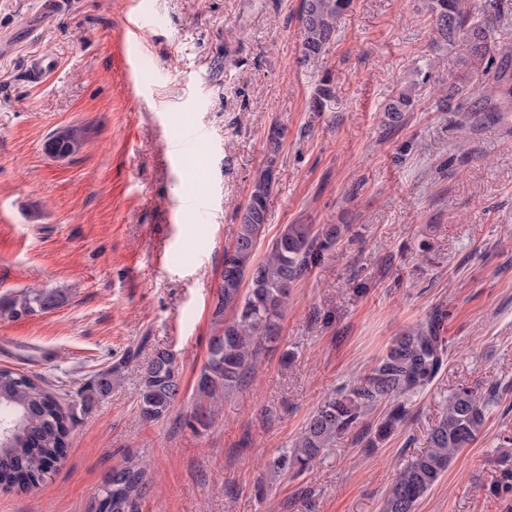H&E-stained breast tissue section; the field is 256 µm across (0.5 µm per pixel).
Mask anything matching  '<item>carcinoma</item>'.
<instances>
[{
	"mask_svg": "<svg viewBox=\"0 0 512 512\" xmlns=\"http://www.w3.org/2000/svg\"><path fill=\"white\" fill-rule=\"evenodd\" d=\"M353 0H301L299 20L303 60L314 61L336 34L337 25ZM422 9L448 50H455L474 68L488 71L496 55L509 51L489 41L491 19H471L467 0H421ZM417 83L401 90L386 106L389 124L401 122L414 106ZM63 141L53 136L44 150L55 155L64 145L77 153L85 132L79 127L62 130ZM281 130L273 126L267 136L270 166L253 182L232 245L224 249L220 291L213 314L217 326L209 338L208 358L198 379L199 395L218 401L244 382L255 369L264 344L278 334V320L291 288L319 265L326 252L342 237L336 224H289L273 241L265 257L254 259L257 240L268 221V199L273 186V163L280 151ZM65 299L60 289H30L0 298V319L16 320L58 306ZM448 314L436 309L426 321L395 340L380 359L349 390L336 393L309 417L294 448L273 460L279 470L297 474L308 470L329 445L362 423L374 406L386 402L389 411L380 427L386 436L408 416L407 400L430 386L448 357L444 323ZM172 355L157 351L140 379L138 409L147 421L164 417L180 394V380ZM109 370L91 378L80 403L65 409L33 378L0 368V487L36 486L53 473L68 447V424L112 390ZM488 400L469 388L455 391L440 420L430 429L427 448L400 472L390 485L383 512H416L418 502L440 480L462 449L469 447L482 429ZM144 472L126 466L113 470L101 488L106 512H139Z\"/></svg>",
	"mask_w": 512,
	"mask_h": 512,
	"instance_id": "carcinoma-1",
	"label": "carcinoma"
}]
</instances>
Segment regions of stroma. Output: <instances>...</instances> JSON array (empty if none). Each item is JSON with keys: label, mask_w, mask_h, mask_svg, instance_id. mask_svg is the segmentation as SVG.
Masks as SVG:
<instances>
[{"label": "stroma", "mask_w": 512, "mask_h": 512, "mask_svg": "<svg viewBox=\"0 0 512 512\" xmlns=\"http://www.w3.org/2000/svg\"><path fill=\"white\" fill-rule=\"evenodd\" d=\"M0 0V297L62 289L58 307L0 319V368L41 380L61 405L109 369L111 393L78 414L58 469L0 512H100L113 469L145 472L140 512H382L449 397L487 396L485 425L416 512H512L494 492L512 468V96L468 80L417 0H353L318 62L303 64L300 0ZM143 21L133 33L130 25ZM54 71L30 83L33 59ZM429 83L416 84L427 62ZM332 96L310 109L322 79ZM416 105L384 116L408 84ZM283 131L277 157L271 126ZM85 128L79 153L44 151ZM274 168L263 258L288 224H340L341 241L292 288L278 340L204 421L193 413L224 249L256 175ZM447 311L448 363L385 439L376 406L313 469L270 468L328 396L395 336ZM172 353L181 393L140 417L142 370Z\"/></svg>", "instance_id": "obj_1"}]
</instances>
